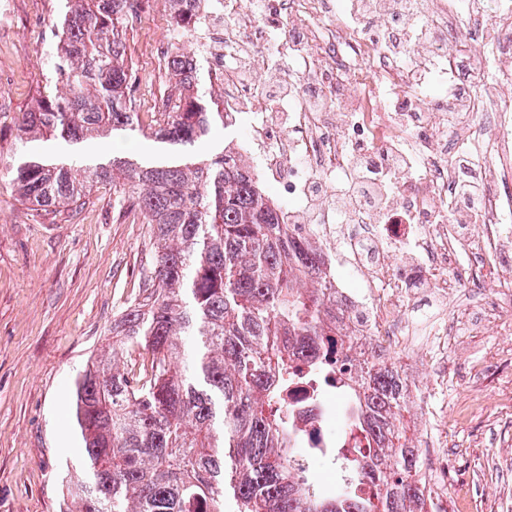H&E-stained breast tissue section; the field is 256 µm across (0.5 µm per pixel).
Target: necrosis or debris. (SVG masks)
<instances>
[{
    "label": "necrosis or debris",
    "mask_w": 512,
    "mask_h": 512,
    "mask_svg": "<svg viewBox=\"0 0 512 512\" xmlns=\"http://www.w3.org/2000/svg\"><path fill=\"white\" fill-rule=\"evenodd\" d=\"M423 29L440 40L425 82L412 79L415 43L389 49L382 27L368 22L359 0H197L186 12L189 47L224 81V109L247 120L236 146L285 198L292 224H310L327 259L337 303L361 320L341 332L359 339L371 360L413 358L409 290L422 281L436 293L483 283L494 306L512 308V0H407ZM288 43L287 112H275L262 89L274 55ZM473 51V79L458 104L448 79L459 47ZM248 54L253 80L239 84L235 61ZM321 107H313L309 93ZM477 163L479 215L466 231L453 192L458 157ZM368 179L398 195L414 218L381 227L361 204L338 210L336 196L360 160ZM289 422L311 459L362 448L347 424L352 407L335 388L300 380L288 389Z\"/></svg>",
    "instance_id": "1"
}]
</instances>
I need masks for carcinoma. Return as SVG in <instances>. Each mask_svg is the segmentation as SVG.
<instances>
[{"label": "carcinoma", "instance_id": "1", "mask_svg": "<svg viewBox=\"0 0 512 512\" xmlns=\"http://www.w3.org/2000/svg\"><path fill=\"white\" fill-rule=\"evenodd\" d=\"M64 2L52 55L62 88L24 113L18 139L140 131L125 55L131 0ZM169 65L179 94L153 134L191 145L224 125V92L178 46ZM98 184L142 212L152 263L142 296L112 324V346L75 378L82 476L59 474L61 512H433L419 449L402 429L404 379L386 365L343 379L354 359L322 341L344 315L322 252L268 203L252 168L224 149L151 167L33 159L13 175L20 199L44 211L80 205ZM300 356L321 381L336 379L354 431L374 442L364 453L337 449L333 493L301 475L288 422L284 394Z\"/></svg>", "mask_w": 512, "mask_h": 512}]
</instances>
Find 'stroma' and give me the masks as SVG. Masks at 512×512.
<instances>
[{
	"mask_svg": "<svg viewBox=\"0 0 512 512\" xmlns=\"http://www.w3.org/2000/svg\"><path fill=\"white\" fill-rule=\"evenodd\" d=\"M63 0H0V512H60L58 472L80 441L69 421L73 379L112 342V321L139 294L147 227L131 200L94 188L77 209L47 213L21 202L11 167L38 158L108 166L184 161L234 146L225 126L192 146L150 135L156 106L178 86L157 47L170 27L165 0L129 21L126 57L139 79L141 135L19 144L24 112L55 90L54 23ZM447 374L433 428L451 475L450 512H512V335L470 334L420 371Z\"/></svg>",
	"mask_w": 512,
	"mask_h": 512,
	"instance_id": "35a3bbf8",
	"label": "stroma"
}]
</instances>
